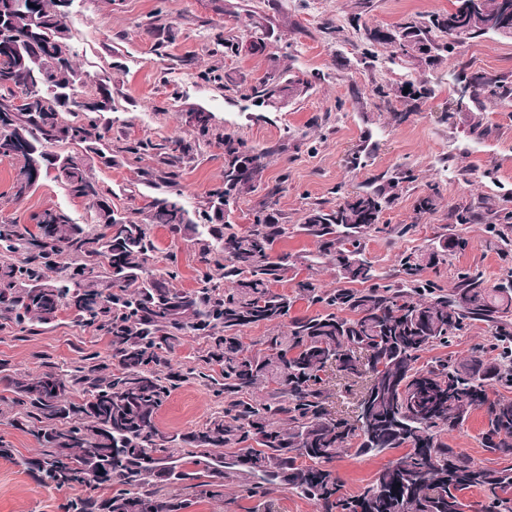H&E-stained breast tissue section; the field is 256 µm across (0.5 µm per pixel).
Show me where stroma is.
Masks as SVG:
<instances>
[{"instance_id":"35a3bbf8","label":"stroma","mask_w":512,"mask_h":512,"mask_svg":"<svg viewBox=\"0 0 512 512\" xmlns=\"http://www.w3.org/2000/svg\"><path fill=\"white\" fill-rule=\"evenodd\" d=\"M452 4L453 0H73L67 25L87 85L103 74L112 76L113 109L104 118L112 123L113 138H191L186 113L200 107L213 114L225 133L268 151L260 186L238 201L228 221L247 227L253 213L265 205L269 189L279 188L273 211L287 224L288 235L276 248L295 256L297 263L276 283L277 291L295 294L297 282L308 277L319 288L338 287L335 267L318 261L316 243L301 229L306 210L315 203L335 205L339 193L386 182L400 168L410 169L414 179L402 183L382 214V223L391 231L366 241V257L377 274L398 278L402 253L431 248L454 233L467 239L466 249L449 253L438 269L425 270V278L448 288L460 270L471 267L482 271L493 286L512 268V254L502 255L489 245L484 222L459 224L454 213L476 206L484 196L512 197V106L489 100L481 116L473 117L457 107L450 75L464 68L512 77V39L490 35L465 43L428 70L392 58L382 47L365 54L363 31L352 21L358 13L367 25L386 27L411 16L448 11ZM249 12L265 17L272 29L269 51L259 56L219 51L217 35L243 36L239 19ZM215 66L229 72L234 85L203 80V73ZM286 67L318 72L322 78L307 94L276 111L243 100L250 85ZM424 79L430 80L435 93L415 110L404 99L373 93L379 84L394 87ZM396 112L406 113V120L394 123ZM477 121L483 134L473 131ZM365 146L370 152L364 162L351 167L352 155ZM156 166L155 156L118 153L111 165H95L94 174L112 189L113 204L133 215L154 193L138 174ZM223 172L224 153L213 145L201 146L192 159L180 164L175 191L184 208L196 211L203 197L221 183ZM15 175L14 163L0 158V219L27 225L35 213L59 207L76 223L88 222L84 204L50 178L25 198L13 200L10 186ZM431 184L440 191L437 206L433 212L417 213V201ZM405 224L410 233L397 235V227ZM153 237L158 257L177 262V287H196L199 264L193 247L173 239L162 227L154 229ZM489 336L485 323L473 322L449 346L435 347L421 360L466 359L475 348L487 345ZM107 350V338L72 323L65 314L34 335L0 324V361L31 375L51 366L63 370L84 354ZM10 398L0 381V440L16 455L37 457L40 445L11 422ZM216 408L205 386L187 382L163 404L156 424L168 433H187ZM485 426L483 410H475L444 440L475 461L493 462L482 445ZM403 454L400 448L379 455L342 452L334 467L344 493L357 494L380 467ZM246 485L245 474L234 470L224 480L223 498L199 497L181 485L172 491L189 500L187 512H316L311 501L287 486L275 485L265 496L254 497ZM71 494L69 488L37 482L0 458V512H63Z\"/></svg>"}]
</instances>
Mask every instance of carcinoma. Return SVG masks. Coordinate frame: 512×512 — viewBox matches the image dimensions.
<instances>
[{
  "instance_id": "obj_1",
  "label": "carcinoma",
  "mask_w": 512,
  "mask_h": 512,
  "mask_svg": "<svg viewBox=\"0 0 512 512\" xmlns=\"http://www.w3.org/2000/svg\"><path fill=\"white\" fill-rule=\"evenodd\" d=\"M35 9V16L17 8L0 15V156L18 164L11 196L20 199L33 190L32 154H43L58 168L55 180L90 211L91 223L77 224L57 208L35 214L29 227L0 223V319L34 334L65 313L108 337L110 351L38 375L0 362L14 421L42 447L36 459L16 458L0 441V458L14 460L41 483L87 489L65 512H182L188 503L169 487L186 484L201 497H218L233 467L254 478L251 495L284 484L317 512H512V398L487 393L495 383L512 385V288L486 287L477 270L460 273L451 288L421 276L445 263L447 252L466 246L462 238H446L440 251L401 254L403 277L393 282L379 281L364 255L366 236L387 231L382 212L394 190L412 179L411 170L332 207L306 211L302 227L345 287L324 291L310 280L299 282L298 296L319 310L292 317L296 298L272 288L295 265L293 256L275 251L288 227L266 209L246 228L224 223L231 205L262 181L268 152L224 133L212 113L196 110L197 139L223 148L224 176L193 220L168 193L175 168L193 155L192 143L112 144V126L101 122L112 111L110 78L101 77L93 101L84 103L61 0H36ZM510 9L512 0H455L450 10L426 19L367 27L364 40L434 68L457 45L489 35L480 21L500 19ZM459 74L471 86L468 111L482 110L488 98L512 101L508 77ZM319 79L318 73L271 72L243 98L273 107L280 98L305 94ZM393 93L418 102L432 89L410 83ZM114 150L159 157V193L137 217L113 206L112 190L93 174L95 162L112 163ZM245 157L249 166L242 169ZM479 205L488 232L508 253L512 211L501 213L490 197ZM156 227L192 243L205 265L197 287L177 288L176 268L155 266ZM472 321L490 327L487 351L417 366L422 353L448 344ZM259 324L272 328L271 335L246 344L244 329ZM189 336L205 348L194 365L175 369L170 356ZM359 349L369 353L368 363L355 356ZM380 362L386 369L357 400L371 419L370 436L355 419L330 417L321 373L334 366L354 380L377 373ZM189 380L207 386L223 407L187 435L165 434L156 415ZM72 386L81 389L77 399L69 396ZM476 409L487 417L485 447L503 460L499 467L477 464L442 440ZM352 441L362 454L407 452L398 466L381 467L360 494L348 497L332 463ZM241 444L239 455L226 461L224 449ZM103 486L110 495L94 493ZM473 489L484 499L467 500Z\"/></svg>"
}]
</instances>
